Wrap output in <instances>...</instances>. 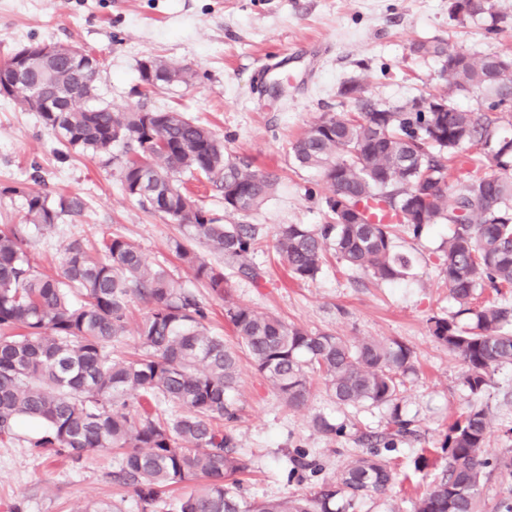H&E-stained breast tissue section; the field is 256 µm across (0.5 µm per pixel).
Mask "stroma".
<instances>
[{"label":"stroma","mask_w":512,"mask_h":512,"mask_svg":"<svg viewBox=\"0 0 512 512\" xmlns=\"http://www.w3.org/2000/svg\"><path fill=\"white\" fill-rule=\"evenodd\" d=\"M452 0H0V64L31 44L61 43L97 54L96 95L115 112L178 110L210 127L224 152L277 175L274 193L248 217L224 208V191L206 177L185 175L181 184L222 224L248 221L275 236L280 225L323 223L328 190L320 174L299 166L290 144L321 117L352 110L341 95L355 82L383 106L395 107L428 92H448L464 110L480 108L479 94L449 91L438 59L415 54L421 41L441 40L478 56L512 53V0H495L509 20L487 38L478 19L452 16ZM161 57L190 68L193 86L143 88L139 65ZM122 161L63 144L40 113L0 95V228L22 223L25 195L49 200L78 196L84 211L63 217L31 243L36 269L55 274L64 246L79 239L94 245L122 237L147 262L168 268L208 309L207 326L228 345L238 340L224 319V303L269 312L310 333H334L357 341L396 339L413 353L416 372L406 379L404 418L417 438L398 444L387 458L397 481L385 495L361 499L355 512H411L448 465L443 445L449 426L470 398L465 367L435 341L429 320L457 310L441 273L448 227L438 224L420 237L399 234V252L412 268L402 280L378 282L329 258L315 278L297 281L285 272L274 245L254 256L260 284L228 273V297L219 299L183 268L173 252L182 229L164 213L142 206L121 185ZM239 451L250 463L240 492L253 502L304 495L334 480L363 452L361 434L388 425L385 406L337 404L320 377H312L305 406L286 408L279 394L241 359L235 390ZM493 414L486 450L512 457V365L498 367L483 395ZM342 426L331 437L313 426L315 416ZM34 430L24 422L19 441L0 442V512L24 502L27 512H85L94 503H117L140 512L133 492L113 485L118 458L95 452L75 463L27 447ZM306 451L316 472L289 478L294 450Z\"/></svg>","instance_id":"35a3bbf8"}]
</instances>
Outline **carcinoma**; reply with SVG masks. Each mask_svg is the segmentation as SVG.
Segmentation results:
<instances>
[{
  "label": "carcinoma",
  "mask_w": 512,
  "mask_h": 512,
  "mask_svg": "<svg viewBox=\"0 0 512 512\" xmlns=\"http://www.w3.org/2000/svg\"><path fill=\"white\" fill-rule=\"evenodd\" d=\"M464 15L486 18L496 35L506 15L492 0H468ZM413 52L440 60L459 92L508 102L498 109H460L442 94L428 93L395 109L385 108L350 83L341 94L355 111L325 116L292 146L301 167L315 168L328 185L325 222L279 227L276 250L292 278L313 279L329 254L347 268L393 282L409 274L411 260L396 251L399 231L421 235L434 224L450 227L443 274L451 298L468 314L429 319L431 336L466 367L464 384L478 398L495 370L512 364V139L499 136L512 123V81L495 78L512 54L474 57L443 41L420 42ZM77 48L55 44L47 58L27 64L25 80L9 97L32 109L31 87L47 83L64 97V112H43L44 123L64 144L107 153L123 144L132 155L122 169L125 193L163 212L183 227L174 243L182 265L212 294L224 298V272L198 247L254 283L263 278L253 256L266 243L262 224H219L185 195L180 176L215 177L224 209L246 215L274 191L277 177L224 154L210 128L179 111L114 112L93 104L97 70L75 62ZM157 86L195 83L196 74L163 58L149 61ZM440 112H415L417 100ZM496 170L481 172L482 156ZM84 209L78 196L54 204L39 192L26 195L25 223L0 229V442L15 439L20 420L41 430L26 438L31 448L78 462L97 451L121 454L112 483L132 491L141 512H155L169 490L205 480L175 503L174 512H355L363 495L384 494L395 475L384 459L398 443L417 435L401 415L400 377L414 370L412 351L398 340L357 342L332 333H310L278 316L227 303L226 320L255 368L289 409L306 404L310 374L317 373L340 405L392 408L388 427L336 479L309 495L246 502L238 476L250 469L236 452L237 410L226 399L240 374L238 352L209 333L205 305L182 282L147 263L121 238L90 248L79 240L64 247L55 276L31 264L30 237ZM492 289L500 300L479 306ZM151 305L139 327L140 353L112 356L124 335L132 298ZM178 412L166 415L161 405ZM489 405L468 404L449 426L448 468L412 512H477L484 477L497 466L486 452ZM290 476L316 470L301 452L290 457Z\"/></svg>",
  "instance_id": "cac0c4a2"
}]
</instances>
